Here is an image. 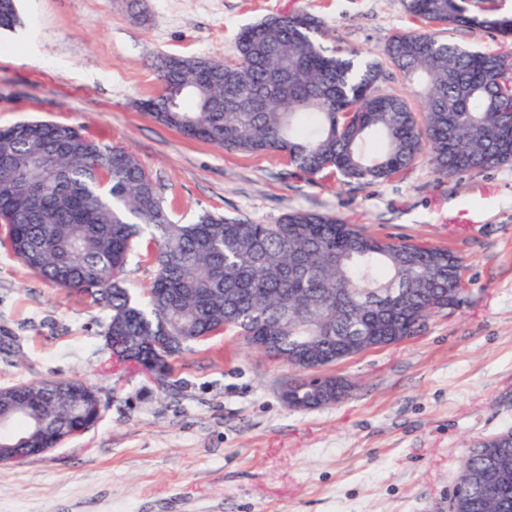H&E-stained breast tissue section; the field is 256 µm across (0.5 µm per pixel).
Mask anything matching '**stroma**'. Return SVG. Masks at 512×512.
Here are the masks:
<instances>
[{"instance_id":"35a3bbf8","label":"stroma","mask_w":512,"mask_h":512,"mask_svg":"<svg viewBox=\"0 0 512 512\" xmlns=\"http://www.w3.org/2000/svg\"><path fill=\"white\" fill-rule=\"evenodd\" d=\"M0 31V128L73 125L129 148L173 220L204 211L257 224L304 210L444 246L466 265L460 303L402 341L324 368L346 398L280 396L293 371L235 332L174 361L175 389L105 365V311L0 245V387L78 378L105 405L87 433L0 466V512H448L467 448L512 427V163L441 176L420 155L391 179L339 185L275 155L190 139L142 112L157 53L230 59L239 30L305 11L322 43L381 59L411 28L401 0H19ZM349 393V385L341 378L336 377V383L327 386L320 392L313 395L310 400H305L307 406L296 409L308 410L317 409L335 404Z\"/></svg>"}]
</instances>
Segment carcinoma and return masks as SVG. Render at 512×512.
<instances>
[{"instance_id":"cac0c4a2","label":"carcinoma","mask_w":512,"mask_h":512,"mask_svg":"<svg viewBox=\"0 0 512 512\" xmlns=\"http://www.w3.org/2000/svg\"><path fill=\"white\" fill-rule=\"evenodd\" d=\"M424 29L397 33L382 60L329 51L313 15H272L239 31L232 60L160 54L162 92L142 111L189 138L247 156L279 155L293 173L372 183L427 153L441 176L512 160V50L482 52L425 31L434 25L512 40V14L467 0H402ZM19 23L0 0V29ZM417 88L423 121L401 95L380 93L386 72ZM0 226L13 256L107 312L112 368L167 380L196 341L235 329L274 337L269 356L292 369L307 349L320 367L348 359L336 339L384 347L460 300L462 259L444 247L391 241L335 216L293 210L273 224L204 212L177 224L157 183L126 147L73 126L23 120L0 128ZM154 277L136 297L125 273L136 247ZM76 392V404L60 399ZM98 391L79 379L0 387V466L58 448L101 418ZM466 512H512V453L472 445Z\"/></svg>"}]
</instances>
